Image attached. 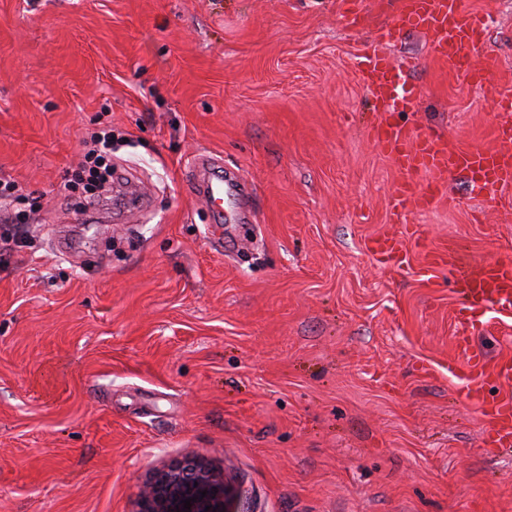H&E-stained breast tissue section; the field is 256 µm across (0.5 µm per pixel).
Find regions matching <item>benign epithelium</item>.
<instances>
[{
	"mask_svg": "<svg viewBox=\"0 0 512 512\" xmlns=\"http://www.w3.org/2000/svg\"><path fill=\"white\" fill-rule=\"evenodd\" d=\"M193 497L191 508H183V501ZM234 497L221 469L203 458L185 456L149 475L136 512H233Z\"/></svg>",
	"mask_w": 512,
	"mask_h": 512,
	"instance_id": "7a95c632",
	"label": "benign epithelium"
}]
</instances>
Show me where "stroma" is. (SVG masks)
<instances>
[{
  "label": "stroma",
  "instance_id": "1",
  "mask_svg": "<svg viewBox=\"0 0 512 512\" xmlns=\"http://www.w3.org/2000/svg\"><path fill=\"white\" fill-rule=\"evenodd\" d=\"M401 0H0V170L31 191L27 246L0 267V512H133L145 475L221 465L238 512H512V448L448 376L457 300L380 266L414 226L469 268L512 257V188L449 176L391 223L404 174L372 139L354 59ZM485 16L480 86L412 60L414 131L490 147L512 92V0ZM111 124L137 222L64 196L80 136ZM249 184L223 239L190 190L199 153ZM369 250L383 266L409 273L408 252L401 239L389 236L375 239L370 243Z\"/></svg>",
  "mask_w": 512,
  "mask_h": 512
}]
</instances>
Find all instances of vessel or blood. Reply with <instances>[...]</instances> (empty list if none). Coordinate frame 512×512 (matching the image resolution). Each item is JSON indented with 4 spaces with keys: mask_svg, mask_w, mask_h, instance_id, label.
<instances>
[{
    "mask_svg": "<svg viewBox=\"0 0 512 512\" xmlns=\"http://www.w3.org/2000/svg\"><path fill=\"white\" fill-rule=\"evenodd\" d=\"M404 31L424 36L428 55L452 66L470 84H482L496 65L494 59L478 58L487 25L482 18L467 13L461 0H401V8L391 23L357 56L356 71L380 115L373 138L408 175L391 194L390 215L396 224L408 210L431 204L445 194L446 177L450 174L465 175L481 196L490 197L512 187L511 95H501L498 100L504 119L495 129L493 146L488 148L452 149L444 132H413L393 121V113L413 111L418 101L406 79L407 65L396 63L385 50L394 33ZM194 189L220 214L225 196L231 195L236 185L218 177L195 182ZM369 250L383 266L404 273L411 270L408 252L399 238L375 239ZM444 267L454 271L451 285L458 302L456 356L448 363V375L460 388L463 401L477 407L486 419L484 446L511 448L512 397L490 399L485 390L492 384L512 385V358L490 361L475 349L474 338L489 328L487 314L491 308L512 311V259L497 258L484 262L477 270L464 271L456 253L448 249L433 253L416 272L429 280Z\"/></svg>",
    "mask_w": 512,
    "mask_h": 512,
    "instance_id": "b4317fda",
    "label": "vessel or blood"
}]
</instances>
